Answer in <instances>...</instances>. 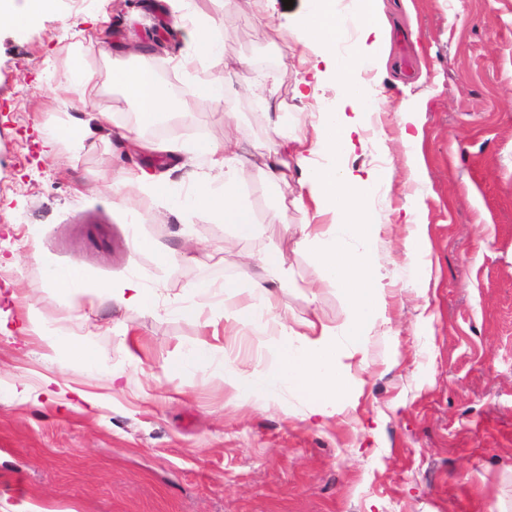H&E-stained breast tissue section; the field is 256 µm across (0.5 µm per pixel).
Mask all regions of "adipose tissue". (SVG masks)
<instances>
[{"label": "adipose tissue", "mask_w": 512, "mask_h": 512, "mask_svg": "<svg viewBox=\"0 0 512 512\" xmlns=\"http://www.w3.org/2000/svg\"><path fill=\"white\" fill-rule=\"evenodd\" d=\"M166 3L174 25L185 29L189 37V50L178 59V67L187 73L200 66L226 69L224 43L214 34L210 16L185 11L184 0ZM355 21L358 35L352 50L344 55L337 52L336 46L347 32V19L337 10L336 0H307L306 13L292 26L310 53L315 85L336 86V102L317 113L313 135L288 130L279 114H270L275 139L257 162L238 153L240 127L232 120L228 121L220 144L140 140L137 148L147 153L188 160L205 158L210 169L223 175L222 186L198 182L175 199L161 175L150 178L143 171L129 169L118 181L122 187L144 184L150 198L171 201L176 208L206 210L233 225L239 237L247 238L255 231V220L239 203L238 188L250 177L252 169H259L273 187L284 180L288 161H295L303 170L302 186L307 194L297 197L296 205L312 204L315 215L329 216L330 221L302 224L299 234L310 246L313 264L322 280L335 284L340 291L346 307L344 322L330 327L308 320L303 330L298 331L278 319V295L288 286L283 276L258 277L249 302L244 304L236 301L238 286L224 283L216 293L225 321L251 328L265 318L275 319L279 339L269 351L268 363L242 371L235 368L226 350L203 342L182 353L180 365L206 370L216 361H223L224 383L235 397L245 401L255 397L272 400L288 388L308 402L310 416L321 418L335 414L337 406L355 388L353 377L340 363L343 348H350L355 354L364 353L368 330L387 322L380 281L364 250L382 228L383 217L372 207L371 198L382 185L384 174L377 167L355 171L345 163L356 147V137L363 134L371 117L381 110L377 86L385 70L391 37L383 0H360ZM367 71L373 74L368 81L362 78ZM111 82L123 91L141 126L154 124L165 112L164 96L149 64L113 66ZM396 114L409 178L421 181L424 167L419 145L423 112L402 104Z\"/></svg>", "instance_id": "ef3b65f1"}]
</instances>
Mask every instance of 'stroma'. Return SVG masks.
Returning <instances> with one entry per match:
<instances>
[{"mask_svg": "<svg viewBox=\"0 0 512 512\" xmlns=\"http://www.w3.org/2000/svg\"><path fill=\"white\" fill-rule=\"evenodd\" d=\"M194 4L215 20L229 67L250 60L265 88L232 76L222 103L191 97L171 63L187 34L164 0H110L104 22L100 0H58L25 26L0 22V512H512V0H385L386 104L346 164L390 172L373 200L390 225L368 254L391 323L369 331L365 354L342 356L361 389L318 421L287 390L266 405L234 398L223 365L172 368L201 340L241 369L267 360L274 334L168 309L202 283L248 288L270 251L284 254L290 274L282 317L343 320L339 293L319 281L294 231L306 219L288 203L297 168L280 187L258 174L240 187L256 222L247 239L206 211L163 204L152 213L138 189L112 190L128 166L164 175L175 195L209 173L129 151L121 132L148 131L112 87L113 64L145 57L163 72L164 140L223 142L232 115L254 160L269 145V105L302 127L336 97L331 84L296 96L310 66L291 32L271 40L240 0ZM77 52L99 84L91 107L65 85ZM413 99L425 102L426 283L410 273L404 222L393 216L409 194L395 109ZM70 123L83 126V145L56 140ZM138 237L183 261L161 264L134 248ZM58 268L82 274V311L53 283ZM132 274L157 287V311L113 304V284ZM30 313L85 337L96 373L65 349L45 359L23 330ZM112 373L122 376L114 390ZM48 378L59 392H46ZM74 388L98 407L73 401Z\"/></svg>", "mask_w": 512, "mask_h": 512, "instance_id": "stroma-1", "label": "stroma"}]
</instances>
